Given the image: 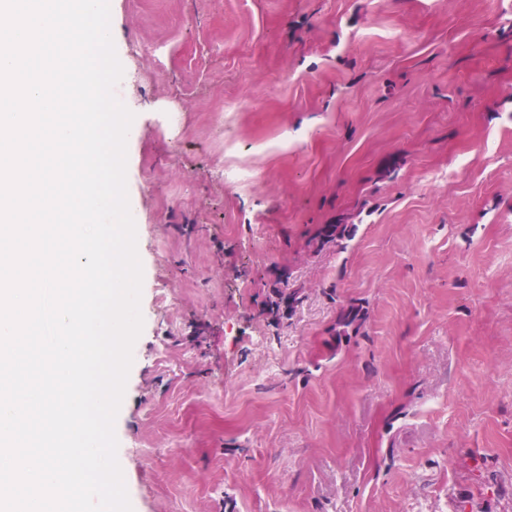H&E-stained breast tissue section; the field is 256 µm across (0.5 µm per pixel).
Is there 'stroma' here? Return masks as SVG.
I'll return each instance as SVG.
<instances>
[{"instance_id":"35a3bbf8","label":"stroma","mask_w":512,"mask_h":512,"mask_svg":"<svg viewBox=\"0 0 512 512\" xmlns=\"http://www.w3.org/2000/svg\"><path fill=\"white\" fill-rule=\"evenodd\" d=\"M109 5L133 512H512V0ZM356 227L355 224H344L343 222H336V224H322L320 225L311 238L313 244L324 246L332 243L337 247H345L343 241L350 240ZM365 320L362 307L351 304L340 310L336 317V325L333 330L336 337L348 336L351 332L359 331Z\"/></svg>"}]
</instances>
